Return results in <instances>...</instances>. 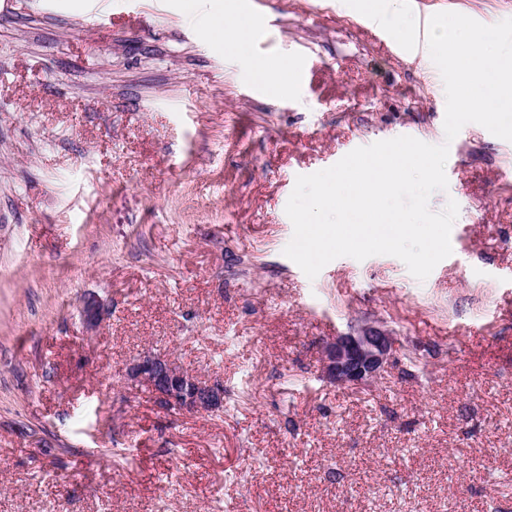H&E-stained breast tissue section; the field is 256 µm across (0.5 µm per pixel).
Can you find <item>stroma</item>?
Masks as SVG:
<instances>
[{"mask_svg": "<svg viewBox=\"0 0 512 512\" xmlns=\"http://www.w3.org/2000/svg\"><path fill=\"white\" fill-rule=\"evenodd\" d=\"M377 3L0 0V512H512V142L446 141L441 74L360 25ZM238 5L272 43L201 37ZM403 135L449 146L451 255L308 279L297 176ZM366 324L391 363L329 382L323 345ZM144 352L223 383V413L160 410L124 378ZM110 312L109 304L95 294H89L82 301L81 316L88 331H95Z\"/></svg>", "mask_w": 512, "mask_h": 512, "instance_id": "obj_1", "label": "stroma"}]
</instances>
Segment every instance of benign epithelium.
<instances>
[{"instance_id":"7a95c632","label":"benign epithelium","mask_w":512,"mask_h":512,"mask_svg":"<svg viewBox=\"0 0 512 512\" xmlns=\"http://www.w3.org/2000/svg\"><path fill=\"white\" fill-rule=\"evenodd\" d=\"M110 315L109 304L95 294L84 297L81 316L85 328L96 330ZM395 351V338L385 329L364 325L338 336L322 349L323 376L339 385H358L378 377ZM130 384L148 388L157 406L182 413L220 414L224 410V385L202 380L185 371L170 356L147 354L127 369Z\"/></svg>"}]
</instances>
